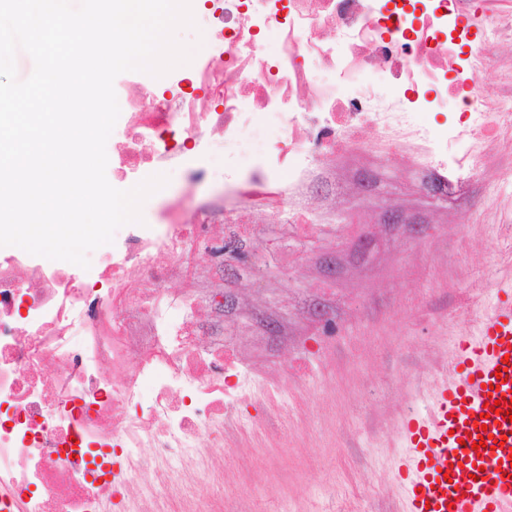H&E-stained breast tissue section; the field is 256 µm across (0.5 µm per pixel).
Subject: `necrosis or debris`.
Wrapping results in <instances>:
<instances>
[{
    "instance_id": "necrosis-or-debris-1",
    "label": "necrosis or debris",
    "mask_w": 512,
    "mask_h": 512,
    "mask_svg": "<svg viewBox=\"0 0 512 512\" xmlns=\"http://www.w3.org/2000/svg\"><path fill=\"white\" fill-rule=\"evenodd\" d=\"M502 2L209 0L197 95L164 77L123 93L112 174L217 199L187 214L162 189L86 269L0 248V512H224L220 455L282 413L307 363L272 378L247 362L221 292L200 288L279 262L249 247L256 215L298 247L324 232L312 200L339 163L402 158L444 188L492 173L512 244Z\"/></svg>"
}]
</instances>
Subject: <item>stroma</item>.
<instances>
[{
    "label": "stroma",
    "mask_w": 512,
    "mask_h": 512,
    "mask_svg": "<svg viewBox=\"0 0 512 512\" xmlns=\"http://www.w3.org/2000/svg\"><path fill=\"white\" fill-rule=\"evenodd\" d=\"M386 189L363 204V228L374 239L371 253L352 259L350 225L305 249L282 245L272 217L256 222V244L283 247L286 259L257 288L235 287L250 313L234 318L241 349L257 366L273 370L288 359L308 356L310 368L288 406V424L297 434L279 447L275 432L246 441L248 470L227 462L224 512H241L252 493L287 500L289 512H397L404 452L401 419H393L381 442L366 434L377 413L412 400L427 414L430 399L419 382L422 357L452 351L461 333L453 316L465 295L487 301L497 280H512V254L487 215L488 192L468 181L455 182L448 200L425 201L419 177L398 162H375ZM390 204L405 215L422 214L432 227L423 240L387 232L380 208ZM474 223L462 232V211ZM334 312L339 333L332 348L317 353L312 306Z\"/></svg>",
    "instance_id": "stroma-1"
}]
</instances>
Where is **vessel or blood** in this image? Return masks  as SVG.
<instances>
[{"label": "vessel or blood", "instance_id": "obj_1", "mask_svg": "<svg viewBox=\"0 0 512 512\" xmlns=\"http://www.w3.org/2000/svg\"><path fill=\"white\" fill-rule=\"evenodd\" d=\"M512 290L491 304L477 335L458 338L452 377L437 387L430 412L402 422V512H512V419L485 414L487 399H512ZM488 433L497 448L472 449L464 436Z\"/></svg>", "mask_w": 512, "mask_h": 512}]
</instances>
